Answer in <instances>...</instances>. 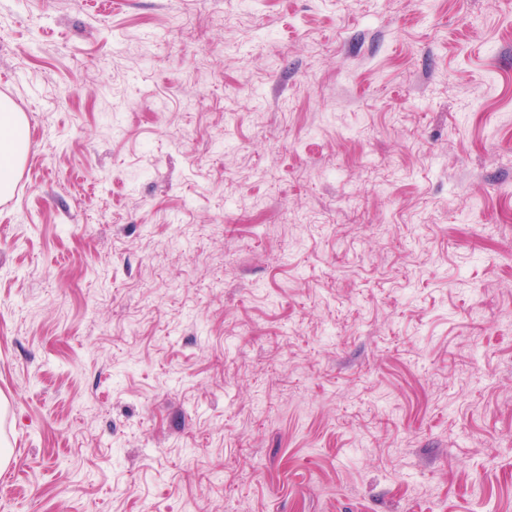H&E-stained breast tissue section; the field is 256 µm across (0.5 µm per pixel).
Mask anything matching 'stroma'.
I'll use <instances>...</instances> for the list:
<instances>
[{"mask_svg": "<svg viewBox=\"0 0 512 512\" xmlns=\"http://www.w3.org/2000/svg\"><path fill=\"white\" fill-rule=\"evenodd\" d=\"M0 512H512V0H0ZM23 113L0 100V197L6 196L18 174L26 151Z\"/></svg>", "mask_w": 512, "mask_h": 512, "instance_id": "1", "label": "stroma"}]
</instances>
